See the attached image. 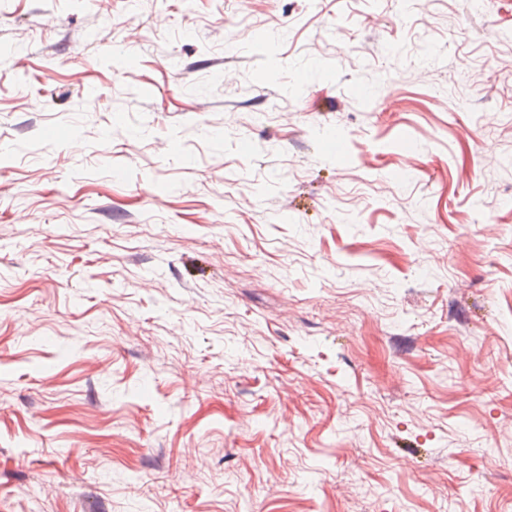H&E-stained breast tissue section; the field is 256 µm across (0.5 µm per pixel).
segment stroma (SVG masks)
Instances as JSON below:
<instances>
[{
	"label": "stroma",
	"instance_id": "1",
	"mask_svg": "<svg viewBox=\"0 0 512 512\" xmlns=\"http://www.w3.org/2000/svg\"><path fill=\"white\" fill-rule=\"evenodd\" d=\"M0 512H512V0H0Z\"/></svg>",
	"mask_w": 512,
	"mask_h": 512
}]
</instances>
